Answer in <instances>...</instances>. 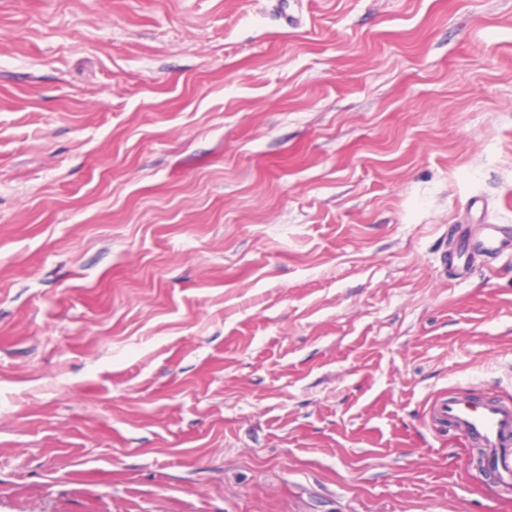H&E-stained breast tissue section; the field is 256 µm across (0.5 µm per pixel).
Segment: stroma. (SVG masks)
<instances>
[{
	"instance_id": "1",
	"label": "stroma",
	"mask_w": 512,
	"mask_h": 512,
	"mask_svg": "<svg viewBox=\"0 0 512 512\" xmlns=\"http://www.w3.org/2000/svg\"><path fill=\"white\" fill-rule=\"evenodd\" d=\"M512 0H0V512H512ZM509 243L512 245V229L510 235L508 227L502 224H482L475 238L463 240L460 244V251L469 252L475 259L476 256L497 254ZM426 418L432 425L451 423L483 450L499 482L512 483L511 403L444 393L429 405Z\"/></svg>"
}]
</instances>
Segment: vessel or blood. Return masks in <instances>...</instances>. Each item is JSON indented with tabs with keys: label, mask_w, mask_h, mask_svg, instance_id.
Wrapping results in <instances>:
<instances>
[{
	"label": "vessel or blood",
	"mask_w": 512,
	"mask_h": 512,
	"mask_svg": "<svg viewBox=\"0 0 512 512\" xmlns=\"http://www.w3.org/2000/svg\"><path fill=\"white\" fill-rule=\"evenodd\" d=\"M511 244V229L501 224H485L475 238L464 239L460 249L475 257L487 256ZM426 418L434 425L452 424L483 450L499 482L512 483L511 403L443 394L430 404Z\"/></svg>",
	"instance_id": "obj_1"
}]
</instances>
